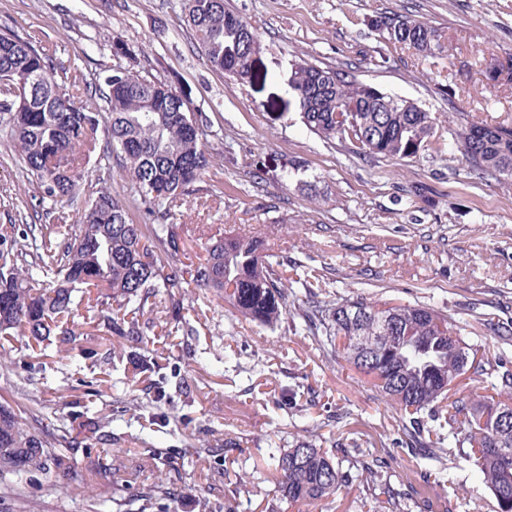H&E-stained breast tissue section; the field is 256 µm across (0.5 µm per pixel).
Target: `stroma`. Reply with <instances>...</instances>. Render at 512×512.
<instances>
[{
    "mask_svg": "<svg viewBox=\"0 0 512 512\" xmlns=\"http://www.w3.org/2000/svg\"><path fill=\"white\" fill-rule=\"evenodd\" d=\"M261 35L255 78L215 71L181 22L180 0H0V26L53 44L55 65L101 83L116 65L112 40L142 47L140 71L178 81L207 113L212 156L206 175L174 209L185 256L197 261L208 238L226 232L263 240L266 252L321 274L342 301L362 298L425 304L442 311L454 333L512 371V181L469 173L451 129L463 121L512 124V80L488 85L491 60L512 56V0H229ZM424 18L443 31L435 57L390 43L370 25L382 14ZM306 58L413 101L435 119L433 146L410 158H362L326 142L301 122L289 92L292 61ZM33 187L13 143L0 131V243L23 245L19 204ZM182 314L193 335L176 331L171 301L157 288L147 312L149 356L171 381L153 431L141 411L147 381L124 375L126 349L80 304L73 349L44 356L21 343L0 349V401L52 435L79 405L111 423L112 443L87 439L71 461L67 488L0 483V512H103L112 484L98 463L134 469L147 448L166 463V494L127 512H223L209 485L243 481L237 512H269L273 448L310 440L344 462L377 459L401 502L352 482L335 497L281 512H496L455 440L441 461L448 480L424 484L427 465L406 448L405 423L341 355L293 329L239 319L222 296L188 286ZM93 349L98 359H83ZM233 439L234 449L224 447ZM209 449L199 460L195 451ZM97 481L99 498L80 496Z\"/></svg>",
    "mask_w": 512,
    "mask_h": 512,
    "instance_id": "stroma-1",
    "label": "stroma"
}]
</instances>
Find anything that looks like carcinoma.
Masks as SVG:
<instances>
[{"label": "carcinoma", "mask_w": 512, "mask_h": 512, "mask_svg": "<svg viewBox=\"0 0 512 512\" xmlns=\"http://www.w3.org/2000/svg\"><path fill=\"white\" fill-rule=\"evenodd\" d=\"M184 25L210 66L240 81L254 79L246 66L259 52V32L225 0H181ZM373 26L388 40L428 57L446 52L439 28L425 19L381 15ZM142 48L119 37L112 55L126 60L104 77L107 111L90 107L77 77L59 73L54 52L33 39L0 29V80L21 89L0 92V126L7 129L22 173L35 182L32 210L45 214L73 204L89 177L86 165L104 168L115 157L138 187L142 206L136 222L112 187L99 182L84 201L81 223L58 224L53 235L42 224L26 225L29 243L0 250V345L27 338L31 350L67 347L77 340L76 294L110 291L114 307L102 311L107 330L135 344L144 343L138 316L163 285L171 297L184 283L214 288L244 320L276 328L287 315L288 265L264 254L262 242L226 233L213 240L197 263L174 267L183 251L172 207L210 166L203 136L208 116L189 111L187 96L172 80L136 69ZM301 122L314 134L337 139L372 158L417 155L433 136L431 113L391 96L348 72L305 59L292 63L289 81ZM467 167L491 177L512 179V125L468 122L454 131ZM302 329L323 335L331 348L372 380L381 396L399 407L410 423L406 444L428 449L449 435L467 446L465 456L497 502L512 512V373L486 362V375L499 379L494 393L472 407L449 400L473 367L478 349L451 334L448 316L423 305H390L364 299L309 306L297 314ZM158 365L131 351L125 370L156 372ZM429 441L421 440L425 420ZM77 444L69 431L50 442L21 412L0 403V482L21 491L32 478L55 489L63 461ZM277 497L290 504L332 497L349 482L342 460L298 440L273 448ZM241 482L224 483V512ZM163 491V479L140 485L146 503Z\"/></svg>", "instance_id": "carcinoma-1"}]
</instances>
